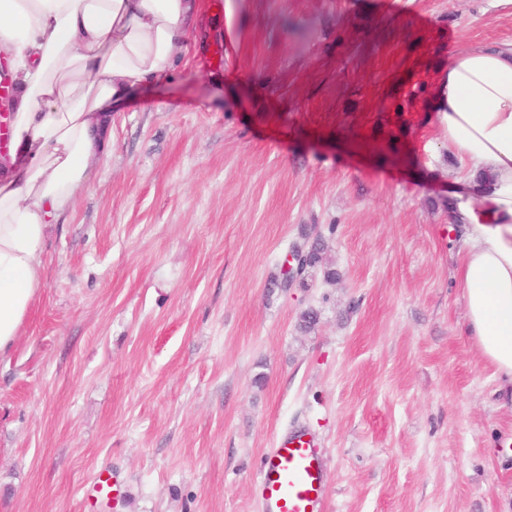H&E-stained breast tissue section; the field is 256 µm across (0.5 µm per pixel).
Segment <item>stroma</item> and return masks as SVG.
Here are the masks:
<instances>
[{"mask_svg":"<svg viewBox=\"0 0 512 512\" xmlns=\"http://www.w3.org/2000/svg\"><path fill=\"white\" fill-rule=\"evenodd\" d=\"M166 81L113 114L0 355V512H258L308 430L325 512H512V396L464 336L433 110L503 0H201ZM322 238L326 282L272 283ZM316 324L302 326L307 310Z\"/></svg>","mask_w":512,"mask_h":512,"instance_id":"35a3bbf8","label":"stroma"}]
</instances>
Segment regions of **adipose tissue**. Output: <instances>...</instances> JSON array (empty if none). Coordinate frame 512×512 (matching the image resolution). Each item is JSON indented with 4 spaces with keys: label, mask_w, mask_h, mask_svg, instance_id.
Masks as SVG:
<instances>
[{
    "label": "adipose tissue",
    "mask_w": 512,
    "mask_h": 512,
    "mask_svg": "<svg viewBox=\"0 0 512 512\" xmlns=\"http://www.w3.org/2000/svg\"><path fill=\"white\" fill-rule=\"evenodd\" d=\"M200 0H0V62L15 98L0 119V354L42 285L48 232L105 152L112 108L161 83ZM436 106L456 178L464 332L512 389V45L452 56Z\"/></svg>",
    "instance_id": "1"
}]
</instances>
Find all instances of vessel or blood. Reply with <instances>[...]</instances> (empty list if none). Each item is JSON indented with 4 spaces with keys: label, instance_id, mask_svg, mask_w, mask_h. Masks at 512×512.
I'll return each instance as SVG.
<instances>
[{
    "label": "vessel or blood",
    "instance_id": "1",
    "mask_svg": "<svg viewBox=\"0 0 512 512\" xmlns=\"http://www.w3.org/2000/svg\"><path fill=\"white\" fill-rule=\"evenodd\" d=\"M327 467L322 448L302 428L284 433L260 458V512H324Z\"/></svg>",
    "mask_w": 512,
    "mask_h": 512
}]
</instances>
